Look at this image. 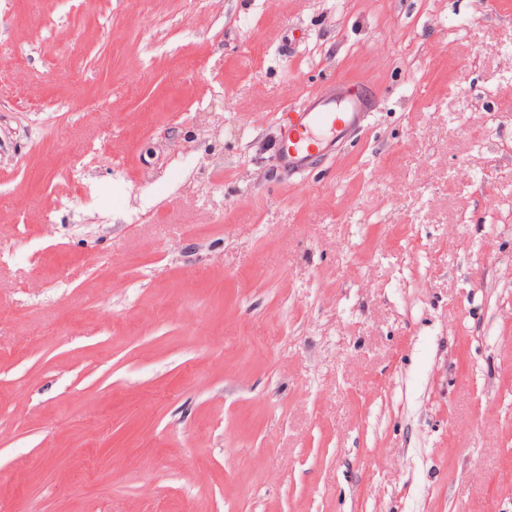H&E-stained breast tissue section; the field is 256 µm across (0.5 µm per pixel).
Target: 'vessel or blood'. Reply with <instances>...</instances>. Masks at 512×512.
I'll list each match as a JSON object with an SVG mask.
<instances>
[{
  "label": "vessel or blood",
  "mask_w": 512,
  "mask_h": 512,
  "mask_svg": "<svg viewBox=\"0 0 512 512\" xmlns=\"http://www.w3.org/2000/svg\"><path fill=\"white\" fill-rule=\"evenodd\" d=\"M365 109V100L352 93L341 97L327 93L310 101L289 120L288 136L280 151L282 161L288 167H299L308 151L317 148L320 136L336 134L339 127L352 125Z\"/></svg>",
  "instance_id": "vessel-or-blood-1"
}]
</instances>
